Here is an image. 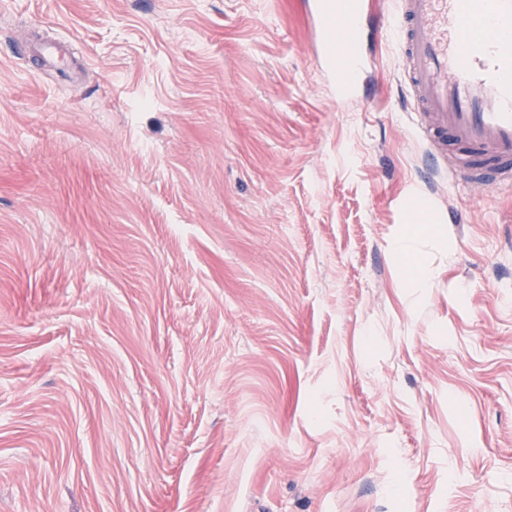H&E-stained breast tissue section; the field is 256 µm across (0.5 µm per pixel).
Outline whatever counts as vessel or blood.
Returning <instances> with one entry per match:
<instances>
[{"instance_id":"b4317fda","label":"vessel or blood","mask_w":512,"mask_h":512,"mask_svg":"<svg viewBox=\"0 0 512 512\" xmlns=\"http://www.w3.org/2000/svg\"><path fill=\"white\" fill-rule=\"evenodd\" d=\"M386 25L402 56L419 135L455 182L512 189V0H391ZM340 100L364 68L363 0H303Z\"/></svg>"}]
</instances>
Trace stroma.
<instances>
[{"label":"stroma","instance_id":"obj_1","mask_svg":"<svg viewBox=\"0 0 512 512\" xmlns=\"http://www.w3.org/2000/svg\"><path fill=\"white\" fill-rule=\"evenodd\" d=\"M389 8L342 101L301 0H0V512H512V193Z\"/></svg>","mask_w":512,"mask_h":512}]
</instances>
